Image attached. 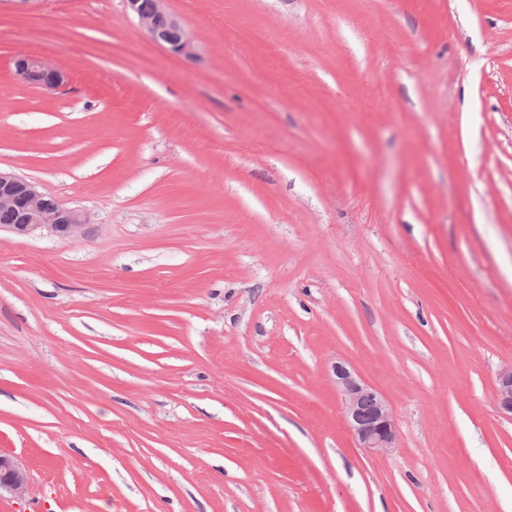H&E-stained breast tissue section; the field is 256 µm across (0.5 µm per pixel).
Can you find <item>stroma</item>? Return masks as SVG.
I'll return each instance as SVG.
<instances>
[{
    "label": "stroma",
    "instance_id": "stroma-1",
    "mask_svg": "<svg viewBox=\"0 0 512 512\" xmlns=\"http://www.w3.org/2000/svg\"><path fill=\"white\" fill-rule=\"evenodd\" d=\"M166 6L0 0V169L91 216L0 232V512H512V0ZM127 6L138 16L139 22L149 37L157 44L165 47L172 54L191 58L195 55V45L188 32L171 14L166 0H126ZM15 67L24 81L32 86L54 88L64 81L63 71L50 66L40 56L21 55ZM333 375L345 423L359 448L377 453L394 448L398 429L387 398L344 362L335 363ZM497 406L504 415L512 416V366L504 368L498 375ZM28 489L24 468L12 456L0 454V496L2 491L14 497H23Z\"/></svg>",
    "mask_w": 512,
    "mask_h": 512
}]
</instances>
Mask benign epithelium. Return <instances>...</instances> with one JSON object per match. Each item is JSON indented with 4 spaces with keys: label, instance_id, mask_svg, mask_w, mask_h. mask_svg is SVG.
<instances>
[{
    "label": "benign epithelium",
    "instance_id": "obj_1",
    "mask_svg": "<svg viewBox=\"0 0 512 512\" xmlns=\"http://www.w3.org/2000/svg\"><path fill=\"white\" fill-rule=\"evenodd\" d=\"M166 0H126L138 16L149 37L172 54L191 58L195 45L188 32L171 14ZM16 71L32 86L54 88L64 81L63 71L50 66L40 56L21 55ZM0 214L10 215V224H0L20 236L47 231L62 239L82 232L90 223L87 214L63 206L58 200L39 190L38 186L13 172L0 170ZM336 392L341 398L345 423L361 448L381 453L395 447L397 423L387 398L344 362L333 366ZM497 406L504 415L512 416V366L498 375ZM28 489L24 468L12 456L0 454V492L23 497Z\"/></svg>",
    "mask_w": 512,
    "mask_h": 512
}]
</instances>
